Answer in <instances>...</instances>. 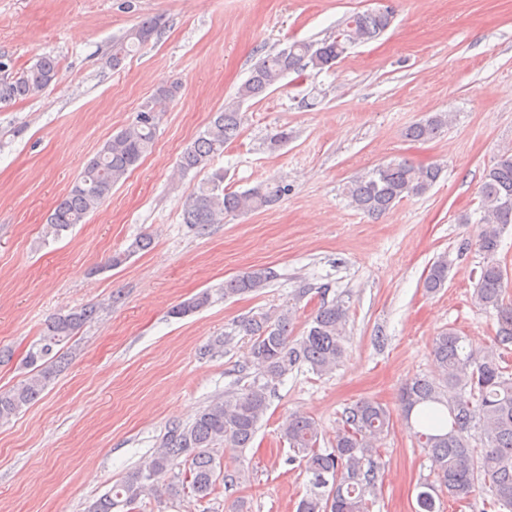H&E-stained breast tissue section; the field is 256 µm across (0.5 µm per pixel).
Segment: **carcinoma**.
<instances>
[{"instance_id":"carcinoma-1","label":"carcinoma","mask_w":512,"mask_h":512,"mask_svg":"<svg viewBox=\"0 0 512 512\" xmlns=\"http://www.w3.org/2000/svg\"><path fill=\"white\" fill-rule=\"evenodd\" d=\"M394 10L353 12L342 21L336 36L321 42L294 41L288 50L268 53L251 70L234 98L214 114L206 129L184 150L180 170L202 171L224 147L242 132L245 102L262 97L286 74L311 68L322 71L357 43L377 39L391 25ZM162 21L145 18L112 42V67L122 64L131 52L158 37ZM56 58L45 55L13 76L0 77V104L35 97L59 80ZM181 83L156 90L135 120L107 140L86 164L72 186L48 217L51 233L59 237L98 210L112 189L134 170L152 150L158 112L175 100ZM448 125V113L435 112L410 126L406 138L426 142ZM441 169L434 164H416L408 159L392 160L348 181L343 194L355 209L378 218L400 202L426 194L438 181ZM288 195V186L260 184L244 192L224 187V171L216 170L183 203L184 223L199 230L220 224L229 215L272 206ZM481 224L478 250L484 255L472 294L473 303L494 310L497 329L493 343L479 355L465 346L454 330L432 340L431 355L442 383L416 377L402 388L399 402L407 423L420 412L415 431L418 447L432 462L435 482L420 484L417 512H437L435 494L467 501L482 492L490 496L491 512H512V301L506 298L502 264L497 259L501 236L512 224V151L499 153L483 174L480 186ZM151 238H137L124 254L112 257L118 266L129 255L150 248ZM275 273L256 268L224 281V296L257 293L268 287ZM448 281V256L428 268L423 288L435 294ZM204 291L178 304L176 317L188 316L210 304ZM97 314L93 305L58 314L46 324L43 336L27 354L33 368L23 382L0 392V424L9 422L36 401L51 379L65 368L63 356L54 352ZM295 312L288 308L272 318L252 316L241 324L253 339L252 365L266 383L252 381L211 401L188 425L175 424L167 430L159 450L112 490L89 505L87 512H134L141 495L154 486L159 476L183 465L192 496L207 500L215 491L217 463L213 449L221 444L247 448L269 408V384L303 365L323 376L336 370L346 355L347 310L337 302L322 303L310 318L309 328L295 339L290 327ZM390 416L380 403L362 399L344 409L332 440V448H320L322 429L317 421L302 415L286 417L280 427L297 463L312 475L311 488L297 504V512H372L384 465L378 445L388 434ZM478 442L475 448L472 442Z\"/></svg>"}]
</instances>
